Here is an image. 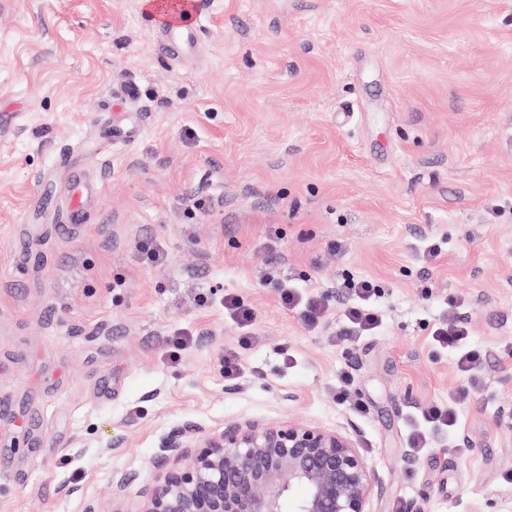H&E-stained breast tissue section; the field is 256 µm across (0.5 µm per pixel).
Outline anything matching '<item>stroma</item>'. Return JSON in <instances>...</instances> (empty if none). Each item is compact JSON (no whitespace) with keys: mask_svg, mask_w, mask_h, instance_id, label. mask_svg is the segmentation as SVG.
Wrapping results in <instances>:
<instances>
[{"mask_svg":"<svg viewBox=\"0 0 512 512\" xmlns=\"http://www.w3.org/2000/svg\"><path fill=\"white\" fill-rule=\"evenodd\" d=\"M216 7L174 60L141 0H0V113L24 115L0 133V512H112L113 472L186 422L242 419L352 424L377 512H512V0ZM125 112L147 129L116 144ZM80 174L97 191L69 226ZM348 277L385 315L354 345ZM289 284L317 285L318 328ZM228 293L256 314L243 349ZM451 318L478 384L432 350ZM234 347L250 373L228 381ZM451 397L457 430L413 456L420 408ZM280 290L282 304L289 311L295 312L309 327L315 329L325 319L327 308L316 296L288 286Z\"/></svg>","mask_w":512,"mask_h":512,"instance_id":"35a3bbf8","label":"stroma"}]
</instances>
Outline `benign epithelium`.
<instances>
[{"mask_svg": "<svg viewBox=\"0 0 512 512\" xmlns=\"http://www.w3.org/2000/svg\"><path fill=\"white\" fill-rule=\"evenodd\" d=\"M157 476L112 475V498L144 479L139 512H285L295 486L306 494L290 512H375L384 485L354 428L293 419L244 420L218 430L194 422L164 438Z\"/></svg>", "mask_w": 512, "mask_h": 512, "instance_id": "7a95c632", "label": "benign epithelium"}]
</instances>
